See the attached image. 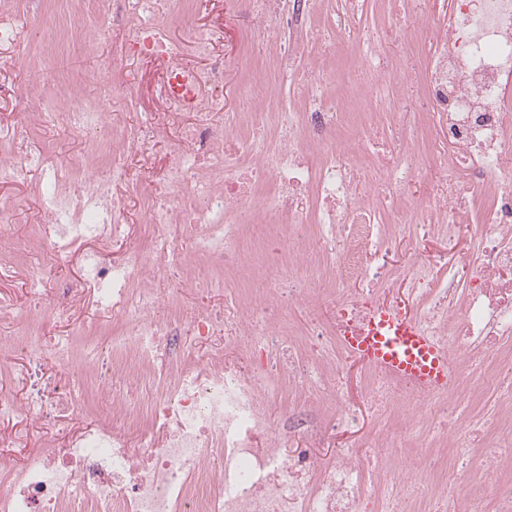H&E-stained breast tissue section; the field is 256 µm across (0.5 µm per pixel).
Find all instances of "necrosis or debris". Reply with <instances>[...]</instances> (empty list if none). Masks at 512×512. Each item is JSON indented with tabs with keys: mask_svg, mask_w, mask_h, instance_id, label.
Returning a JSON list of instances; mask_svg holds the SVG:
<instances>
[{
	"mask_svg": "<svg viewBox=\"0 0 512 512\" xmlns=\"http://www.w3.org/2000/svg\"><path fill=\"white\" fill-rule=\"evenodd\" d=\"M147 0H99V18L84 23L81 45L92 50L104 28L114 29L112 57L84 73L104 94L134 100L125 71L135 57L160 73L156 96L170 116L195 113L170 146L158 196L136 187L145 221L138 240L121 255L86 248L88 239L125 233V208L112 186L128 162L144 158L160 135L154 123L118 131L99 103L59 92L47 122L64 119L79 140L95 145L96 163L79 168L31 147L0 149V178L18 179L32 164L45 169L40 194L42 232L55 258L82 246V284L93 302L121 318L105 347L75 356L71 343L44 350L29 331L0 336L1 352H24L25 402L0 392V416L50 425L80 420L83 401L69 383H50L49 368L94 367L83 388L112 403L106 417L83 424L66 443L45 439L24 464L0 460V512H512V421L493 415L492 431L476 428L464 405L490 401L512 406V0H385L376 34L362 33L365 0H245L258 52L273 50L275 65L244 82L239 107L223 125L209 116L222 102L204 95L203 81L219 85L224 57L215 47L219 27H199L187 0H174L171 17L143 19ZM178 20L186 42L207 59L200 74L183 61L181 44L166 37ZM337 42L323 41L321 25ZM418 32L427 49L423 68L406 81L429 101L415 118L396 103L393 47ZM354 57L332 72L337 46ZM303 81L302 98L279 88ZM358 130L343 135L348 113ZM251 136L239 135L240 126ZM419 202L426 229L455 237L480 225L475 252L463 264L469 287L457 299L456 273L435 275L414 261L401 272L421 301L419 323L448 354L453 377L425 390L368 365L372 414L401 411V431L382 429L325 462L315 449L336 432L357 428L361 415L322 387L328 364L346 356V336L374 312H400L377 282L394 241L382 232ZM276 224L280 235L254 289L218 307L173 304L183 289L207 291L240 257L237 227ZM313 225L336 269L338 288L314 289L311 262L291 253L298 227ZM195 242L187 260L184 242ZM350 281L361 291L347 290ZM302 307L314 312L306 352L281 360L282 317ZM166 316H159V309ZM223 333L239 357L201 358L187 338ZM300 392L309 418L284 413L271 422L273 402ZM450 440L447 459L431 467L425 456L396 468L385 463L416 432ZM303 445H288L290 435ZM479 467L485 478L463 483Z\"/></svg>",
	"mask_w": 512,
	"mask_h": 512,
	"instance_id": "obj_1",
	"label": "necrosis or debris"
}]
</instances>
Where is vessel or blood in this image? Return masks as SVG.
Instances as JSON below:
<instances>
[{
    "label": "vessel or blood",
    "instance_id": "obj_1",
    "mask_svg": "<svg viewBox=\"0 0 512 512\" xmlns=\"http://www.w3.org/2000/svg\"><path fill=\"white\" fill-rule=\"evenodd\" d=\"M351 356L430 388L448 380L444 351L411 317L380 315L369 332L344 337Z\"/></svg>",
    "mask_w": 512,
    "mask_h": 512
}]
</instances>
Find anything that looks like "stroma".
<instances>
[{
	"mask_svg": "<svg viewBox=\"0 0 512 512\" xmlns=\"http://www.w3.org/2000/svg\"><path fill=\"white\" fill-rule=\"evenodd\" d=\"M195 19L199 25L222 26L224 39L218 46L224 56V105H236V91L241 82L246 81L253 67L261 66L252 49L250 37L251 15L241 0H201ZM78 32H71L70 45L64 54L54 52L51 37H34L28 29H20L15 40L0 41V83L26 87L27 100L0 99V131L24 125L30 141L48 147L52 156L68 159L83 153L84 146L63 127L46 123L38 112L45 107L49 90L33 81V73L44 66H54L65 80L63 89L72 91L78 98L91 100L95 90L81 85L79 74L90 67L102 63L110 54L112 41L103 37L95 50L90 53L78 51ZM128 71L139 87V97L127 101L120 97L102 103L104 112L114 115L120 129L134 130L146 119L163 124L165 131L151 150L149 163H132L130 173L150 184L155 193H167L165 161L170 144L178 136L181 126L194 122L195 115L183 112L176 120H169L164 105L157 99L155 88L159 76L145 58L131 59ZM43 171L41 166H30L24 177L17 181H0V205L12 208L14 230L17 236L30 243L28 254L14 260L15 274L6 281H0V301H7L10 308L0 312V336L13 333L26 321L24 310L29 300L30 288L27 269L37 263L51 264L52 276L43 286L41 294L45 300H52L58 288L79 282L81 268L77 258L52 260L51 252L44 241L37 224L38 193L42 188ZM409 224L386 225L387 234L397 241L393 256L395 266L405 261L418 259L438 268L456 266L461 254L475 244L470 228H461L455 239H447L438 233H428L418 226L417 212H409ZM114 327L110 315L95 308L90 303H82L70 321L63 322L55 317H47L34 328L41 336L44 345H52L57 337L71 335L76 347H83L85 330L96 332L98 339H105ZM328 376L336 378L341 393L354 407H362L364 391L369 379L364 366L357 360L345 358L328 367ZM77 422L63 419L44 429L26 426L17 420L0 419V439L4 440V452L15 461H23L26 455L37 448L43 436L65 440L77 429Z\"/></svg>",
	"mask_w": 512,
	"mask_h": 512,
	"instance_id": "35a3bbf8",
	"label": "stroma"
}]
</instances>
